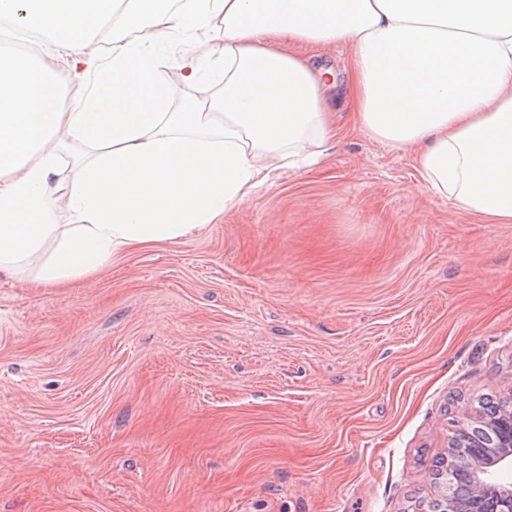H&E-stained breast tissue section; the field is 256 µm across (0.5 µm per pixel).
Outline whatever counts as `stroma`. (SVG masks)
<instances>
[{"label": "stroma", "mask_w": 512, "mask_h": 512, "mask_svg": "<svg viewBox=\"0 0 512 512\" xmlns=\"http://www.w3.org/2000/svg\"><path fill=\"white\" fill-rule=\"evenodd\" d=\"M336 145L57 287L0 275V512H414L512 393V224Z\"/></svg>", "instance_id": "obj_1"}]
</instances>
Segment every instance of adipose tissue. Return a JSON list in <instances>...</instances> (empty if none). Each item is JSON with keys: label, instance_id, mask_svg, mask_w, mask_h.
<instances>
[{"label": "adipose tissue", "instance_id": "adipose-tissue-1", "mask_svg": "<svg viewBox=\"0 0 512 512\" xmlns=\"http://www.w3.org/2000/svg\"><path fill=\"white\" fill-rule=\"evenodd\" d=\"M4 21L52 48L0 55V274L33 263L53 286L215 223L317 161L333 87L364 132L416 148L424 188L512 224V0H0ZM282 41L349 45L350 66L334 77ZM175 56L214 89L181 111ZM74 149L61 224L50 177Z\"/></svg>", "mask_w": 512, "mask_h": 512}]
</instances>
